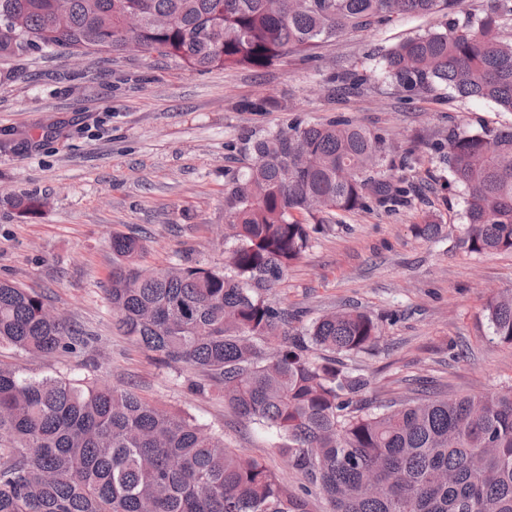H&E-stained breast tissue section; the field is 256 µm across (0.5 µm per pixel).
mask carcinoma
<instances>
[{"mask_svg": "<svg viewBox=\"0 0 512 512\" xmlns=\"http://www.w3.org/2000/svg\"><path fill=\"white\" fill-rule=\"evenodd\" d=\"M462 0H0V56L108 47L119 55L138 9L145 52L191 73L262 69L290 54L366 31L395 15L449 16ZM23 19L19 38L3 22ZM512 0L375 55L371 75L410 96L451 90L512 112ZM465 190L470 252H512V126L448 129L432 145ZM249 163L225 191L224 265H179L153 276L135 237L112 238L107 300L120 330L163 363L213 382L244 422L270 429L308 484L290 490L221 434L131 390L65 376L26 377L0 363V512H512V387L446 397L422 386L408 402L366 397L350 357L383 327L348 308L290 332L297 316L264 293L310 247L317 225L408 193L392 147L346 116L297 122L250 140ZM43 294L0 281V344L28 355H74L91 340L41 317ZM493 336L512 345V293L488 300Z\"/></svg>", "mask_w": 512, "mask_h": 512, "instance_id": "carcinoma-1", "label": "carcinoma"}]
</instances>
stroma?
<instances>
[{
  "instance_id": "1",
  "label": "stroma",
  "mask_w": 512,
  "mask_h": 512,
  "mask_svg": "<svg viewBox=\"0 0 512 512\" xmlns=\"http://www.w3.org/2000/svg\"><path fill=\"white\" fill-rule=\"evenodd\" d=\"M404 16L322 44L313 58L291 55L263 70L199 75L145 52H89L79 63L25 50L0 58V281L47 297L58 317L91 342L79 357H29L0 346V363L23 375L73 371L129 388L190 416L253 456L288 488L303 477L278 453L275 432L244 425L214 390H189V373L144 352L112 328L105 290L112 239L138 237L146 268L224 263V191L253 131L339 115L412 152L396 169L411 192L321 225L310 248L268 297L311 320L347 306L382 324L378 348L359 357L370 389L411 397L410 379L478 394L512 385V346L500 343L484 306L512 289V252L475 254L463 243L464 191L439 164L432 143L451 124L466 131L512 125L485 101L438 93L409 99L371 79L346 101L329 94L338 73L368 71L371 55L438 25ZM267 98L268 112L245 100ZM442 225L431 241L413 225Z\"/></svg>"
}]
</instances>
